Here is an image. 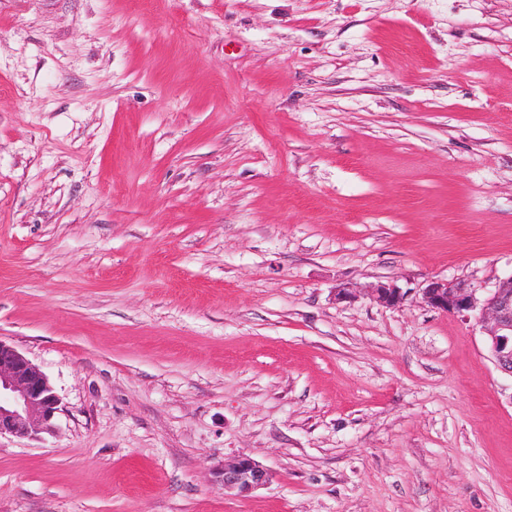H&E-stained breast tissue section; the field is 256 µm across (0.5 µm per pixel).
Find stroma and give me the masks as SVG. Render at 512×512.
<instances>
[{"label":"stroma","mask_w":512,"mask_h":512,"mask_svg":"<svg viewBox=\"0 0 512 512\" xmlns=\"http://www.w3.org/2000/svg\"><path fill=\"white\" fill-rule=\"evenodd\" d=\"M509 276L512 0H0V512H512ZM476 292L464 282L434 280L423 289L422 299L444 313L478 311L495 364L512 375V276L500 280L482 301ZM370 290L376 302L388 307L399 306L405 296L402 289L393 283H380ZM60 398L46 374L0 341V437L39 438L54 431ZM219 477L225 489H234L239 495L247 496L268 485L272 480V473L252 456L242 454L231 461H225Z\"/></svg>","instance_id":"1"}]
</instances>
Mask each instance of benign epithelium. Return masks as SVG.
<instances>
[{"label": "benign epithelium", "instance_id": "benign-epithelium-1", "mask_svg": "<svg viewBox=\"0 0 512 512\" xmlns=\"http://www.w3.org/2000/svg\"><path fill=\"white\" fill-rule=\"evenodd\" d=\"M477 289L463 282L434 280L422 291V299L444 313L478 312L497 367L512 374V275L500 280L484 300ZM373 299L395 307L404 300L402 289L380 283L371 289ZM60 398L46 374L14 347L0 341V436L37 438L54 431ZM224 487L241 496L268 485L272 473L248 454L224 463L219 472Z\"/></svg>", "mask_w": 512, "mask_h": 512}]
</instances>
